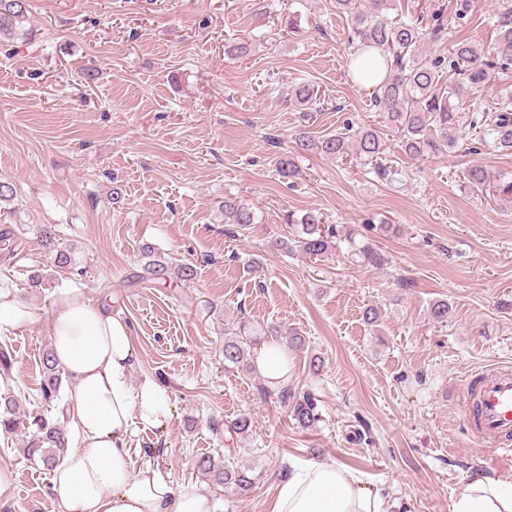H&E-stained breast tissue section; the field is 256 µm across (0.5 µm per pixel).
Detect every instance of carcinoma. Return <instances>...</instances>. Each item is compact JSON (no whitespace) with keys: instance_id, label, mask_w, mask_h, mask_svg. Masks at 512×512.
Returning <instances> with one entry per match:
<instances>
[{"instance_id":"carcinoma-1","label":"carcinoma","mask_w":512,"mask_h":512,"mask_svg":"<svg viewBox=\"0 0 512 512\" xmlns=\"http://www.w3.org/2000/svg\"><path fill=\"white\" fill-rule=\"evenodd\" d=\"M399 0H332L336 13L346 17L351 24L348 40L350 51L346 65L352 66L358 59L370 61V69L386 68L382 82L371 97L372 107L379 112L384 127L400 137L404 153L412 159L440 157L453 153L459 147V134L463 125H468L471 147L474 152L491 145L512 150V95L507 94L497 105L489 108L476 106L463 114L456 111L455 101L470 91L483 86L494 61L484 46L475 41L454 43L451 74L443 78L444 60L431 58L423 53L421 46L428 40H437L442 27L427 29L411 15L398 12ZM28 11V0H0V44H9L25 39L24 29ZM396 16H390V12ZM496 27L499 31L504 53L512 51V0H499L496 12ZM295 100L303 105L312 104L316 98L314 88L302 82L293 88ZM295 147L285 153H276L274 167L280 176L289 178L299 172L298 161L310 154L343 159L350 150L357 158L374 164L373 173L380 179L390 180L394 172L381 163L386 152L384 133L376 128L354 127L350 122L342 129L321 136L307 131L296 134ZM466 180L477 189L488 188L493 195L512 199V179H492L481 167L466 172ZM224 223L245 227L256 221L253 208L241 201L224 199ZM285 223L297 225L300 231L292 239L294 248L308 259L319 261L327 257L336 245L338 231L324 224L321 214L309 211L298 217L293 213L285 216ZM44 247L57 267L72 264L71 252L56 243L52 226L39 230ZM145 279L159 287L174 276L183 282L194 280L196 269L189 263L172 268L167 259L146 254ZM250 327L242 324L234 337L224 338V361L236 367L247 361L244 337ZM42 378L39 391L48 402L60 398L62 372L57 365L52 349L43 351L40 358ZM291 402L293 419L303 428L313 426L319 419L316 399L309 393L300 397L283 395ZM20 403L12 395L0 396V428L6 432L18 428H35L27 443L28 457L53 469L67 453L68 437L61 420H48L35 416L24 425L20 422ZM197 471L216 483L227 485L238 492L250 490L254 479L245 467H234L222 463L209 453H203L195 462Z\"/></svg>"}]
</instances>
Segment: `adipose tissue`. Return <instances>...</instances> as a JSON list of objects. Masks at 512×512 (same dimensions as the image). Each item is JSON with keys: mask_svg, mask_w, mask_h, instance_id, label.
<instances>
[{"mask_svg": "<svg viewBox=\"0 0 512 512\" xmlns=\"http://www.w3.org/2000/svg\"><path fill=\"white\" fill-rule=\"evenodd\" d=\"M52 321V349L69 379L64 409L73 438L52 473L58 512H217L201 486H174L134 464L135 429L165 428L173 409L162 384L131 383L138 353L128 323L77 288L54 297ZM386 504L356 471L309 463L276 483L270 512H387ZM451 512H512V484L474 479Z\"/></svg>", "mask_w": 512, "mask_h": 512, "instance_id": "ef3b65f1", "label": "adipose tissue"}]
</instances>
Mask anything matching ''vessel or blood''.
<instances>
[{
	"instance_id": "obj_1",
	"label": "vessel or blood",
	"mask_w": 512,
	"mask_h": 512,
	"mask_svg": "<svg viewBox=\"0 0 512 512\" xmlns=\"http://www.w3.org/2000/svg\"><path fill=\"white\" fill-rule=\"evenodd\" d=\"M457 389L461 414L477 445L484 450L512 449V368L467 376Z\"/></svg>"
}]
</instances>
